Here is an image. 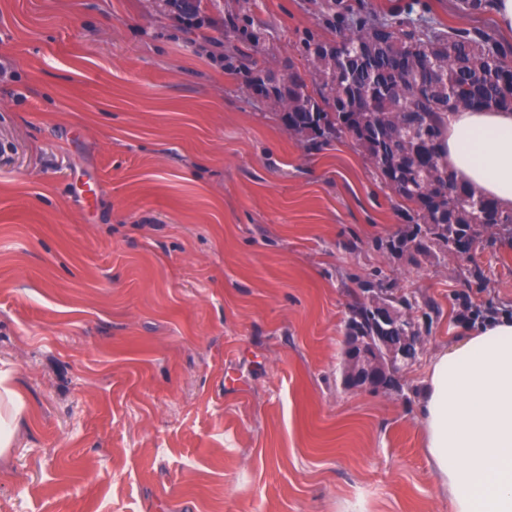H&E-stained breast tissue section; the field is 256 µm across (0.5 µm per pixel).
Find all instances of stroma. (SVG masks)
<instances>
[{
    "instance_id": "stroma-1",
    "label": "stroma",
    "mask_w": 512,
    "mask_h": 512,
    "mask_svg": "<svg viewBox=\"0 0 512 512\" xmlns=\"http://www.w3.org/2000/svg\"><path fill=\"white\" fill-rule=\"evenodd\" d=\"M456 3L409 18L512 45ZM206 11L0 0V368L27 404L0 512H450L421 370L462 299L512 317V238L390 252L407 209L353 140L307 148L224 68L245 12L264 70L310 77L304 37L333 36L312 0ZM367 280L418 300L399 392L341 381ZM168 12L176 14L187 28H201L206 23L203 0H162ZM251 26L249 18L244 16H229L224 21V27L227 32L233 34L238 40L242 41L244 44H248L254 48L257 47L258 37L254 33L252 29H249Z\"/></svg>"
}]
</instances>
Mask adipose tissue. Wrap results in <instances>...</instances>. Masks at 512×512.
<instances>
[{"mask_svg": "<svg viewBox=\"0 0 512 512\" xmlns=\"http://www.w3.org/2000/svg\"><path fill=\"white\" fill-rule=\"evenodd\" d=\"M448 169L512 211V110L454 109ZM0 372V457L13 446L22 395ZM425 452L452 512H512V319L477 326L425 362L420 381Z\"/></svg>", "mask_w": 512, "mask_h": 512, "instance_id": "1", "label": "adipose tissue"}]
</instances>
